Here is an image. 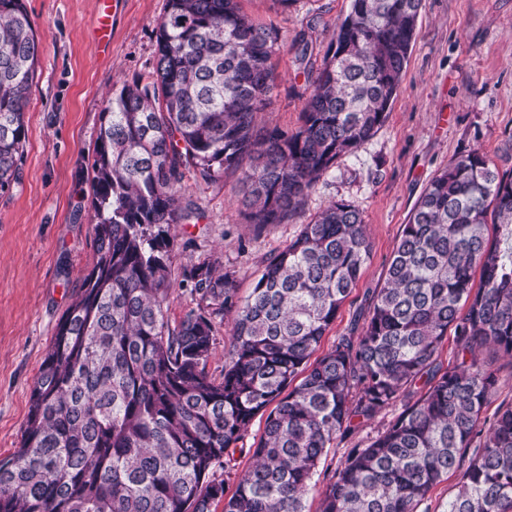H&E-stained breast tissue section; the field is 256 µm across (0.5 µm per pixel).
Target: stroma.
I'll list each match as a JSON object with an SVG mask.
<instances>
[{
  "instance_id": "1",
  "label": "stroma",
  "mask_w": 512,
  "mask_h": 512,
  "mask_svg": "<svg viewBox=\"0 0 512 512\" xmlns=\"http://www.w3.org/2000/svg\"><path fill=\"white\" fill-rule=\"evenodd\" d=\"M40 40L25 110L21 180L0 197V458L21 445L30 391L56 326L95 262L88 168L113 91L154 71L156 25L167 0H25ZM351 0H244L245 10L278 29L276 88L260 125L292 132L302 124L311 78L336 41ZM111 33L102 35L101 19ZM305 36L306 65L294 41ZM478 149L512 171V0H423L415 40L386 122L355 153L338 159L287 223L255 230L237 202L238 177L211 184L186 176L204 213L173 224L169 315L194 302L183 270L209 259L233 272L248 295L265 258L333 200L362 213L372 251L362 275L322 338L329 350L350 328L367 293L382 287L393 251L431 179Z\"/></svg>"
}]
</instances>
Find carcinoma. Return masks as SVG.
I'll return each mask as SVG.
<instances>
[{"label": "carcinoma", "mask_w": 512, "mask_h": 512, "mask_svg": "<svg viewBox=\"0 0 512 512\" xmlns=\"http://www.w3.org/2000/svg\"><path fill=\"white\" fill-rule=\"evenodd\" d=\"M421 8L352 0L303 124L287 133L255 122L272 104L279 31L239 0H167L152 80L123 84L102 114L90 165L97 259L31 388L21 446L0 459V512H212L221 501L224 512H304L327 450L390 408L376 436L345 450L319 512H417L456 472L447 512H512V406L482 430L499 387L485 354L512 360V173L483 153L432 178L362 326L323 355L371 254L345 200L270 255L243 300L233 273L191 265L182 282L196 307L167 315L166 226L201 216L186 174L209 184L240 170L246 223L287 221L385 123ZM39 53L24 0H0V196L19 182ZM224 320L217 379L208 364ZM450 331L457 359L445 366ZM259 414L264 437L236 476V446Z\"/></svg>", "instance_id": "1"}]
</instances>
